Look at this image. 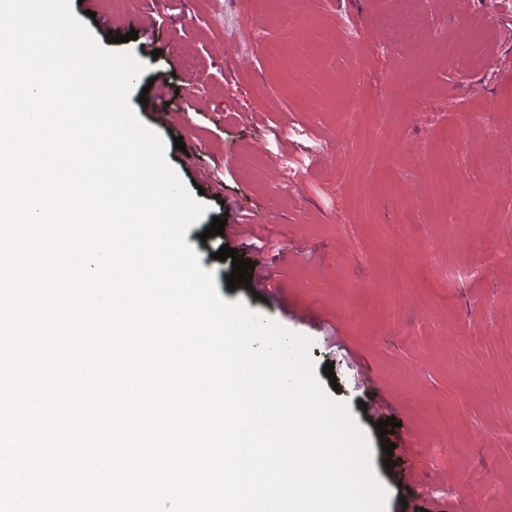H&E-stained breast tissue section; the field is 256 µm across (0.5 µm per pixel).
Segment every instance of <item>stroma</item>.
Here are the masks:
<instances>
[{
    "instance_id": "1",
    "label": "stroma",
    "mask_w": 512,
    "mask_h": 512,
    "mask_svg": "<svg viewBox=\"0 0 512 512\" xmlns=\"http://www.w3.org/2000/svg\"><path fill=\"white\" fill-rule=\"evenodd\" d=\"M393 5L99 0L108 30L78 0L72 10L103 46L133 13L152 15L161 54L145 57L129 101L207 207L186 241L224 300L308 338L317 368L333 364L386 512H512V84L480 63L512 60V0H415L417 48L382 26ZM486 23L492 34L449 77L438 44ZM227 39L242 67L217 53ZM358 86L385 94L384 111L357 116L379 138L354 140L344 121ZM159 108L171 114L161 126ZM451 181L467 201L454 224ZM486 209L499 223H482ZM221 216L262 243L247 254L269 276L262 299L227 287L232 263L202 236ZM378 400L400 423L390 453L364 411Z\"/></svg>"
}]
</instances>
